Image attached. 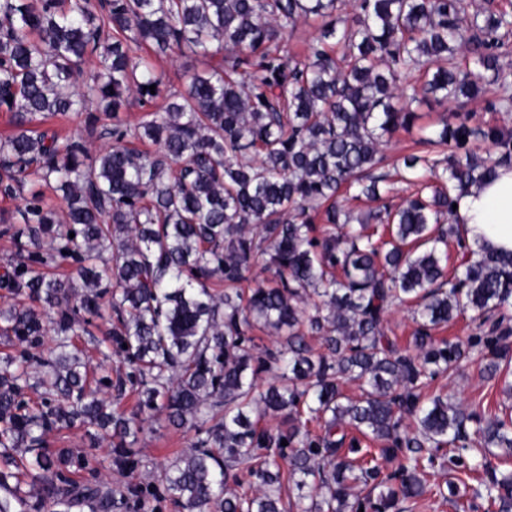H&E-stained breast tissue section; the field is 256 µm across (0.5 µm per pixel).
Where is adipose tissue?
I'll use <instances>...</instances> for the list:
<instances>
[{
  "mask_svg": "<svg viewBox=\"0 0 512 512\" xmlns=\"http://www.w3.org/2000/svg\"><path fill=\"white\" fill-rule=\"evenodd\" d=\"M455 219L471 246L512 252V168L461 195Z\"/></svg>",
  "mask_w": 512,
  "mask_h": 512,
  "instance_id": "obj_1",
  "label": "adipose tissue"
}]
</instances>
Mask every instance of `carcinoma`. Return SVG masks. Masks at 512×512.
<instances>
[{"mask_svg":"<svg viewBox=\"0 0 512 512\" xmlns=\"http://www.w3.org/2000/svg\"><path fill=\"white\" fill-rule=\"evenodd\" d=\"M342 6L0 0V109L17 127L0 139V191L14 196L33 175L63 193L68 217L61 223L33 191L11 226L18 254L0 275L9 295L0 334L22 349L0 356V512H111L130 502L156 512L133 450L156 424L194 432L161 476L165 497L187 512H282L286 488L294 512H393L401 501L421 507L429 477L460 512L477 499L512 512V470L495 463L512 458V419L422 396L471 349L490 357L488 378L501 373L512 252L470 248L451 219L457 197L512 166V131L443 113L418 150L395 160L412 187L398 205L380 154L414 124L410 105L430 96L465 103L489 85L486 109L512 111L501 62L512 14L489 3L471 16L463 0H358L345 15ZM97 8L112 28L107 45ZM308 16L321 19L320 33L290 58L282 34ZM131 42L157 55L186 45L213 60L188 74L181 100L132 129L118 112L133 92L151 103L164 73L133 61ZM94 54L100 68L76 84L77 65ZM96 109L113 123L112 144L94 155L80 131L61 141L27 128L38 115L84 111L92 131ZM130 137L157 149L131 150ZM477 142L494 154L479 155L469 147ZM363 199L376 210L353 215L348 202ZM450 241L462 255L451 271ZM59 260L72 263L65 281L42 272ZM409 305L412 351L387 327L391 310ZM105 308L125 371L93 383L74 337L90 334ZM467 311L480 330L469 349L435 340ZM257 328L280 347L258 351ZM348 381L359 382L358 396L344 392ZM104 387L137 393L136 410L112 408ZM267 416L279 425L259 427ZM76 421L89 447L110 442L129 477L123 488L75 481L87 457L47 447L48 433ZM350 429L385 446L344 452ZM382 459L397 469L384 472ZM244 476L254 490H237Z\"/></svg>","mask_w":512,"mask_h":512,"instance_id":"1","label":"carcinoma"}]
</instances>
